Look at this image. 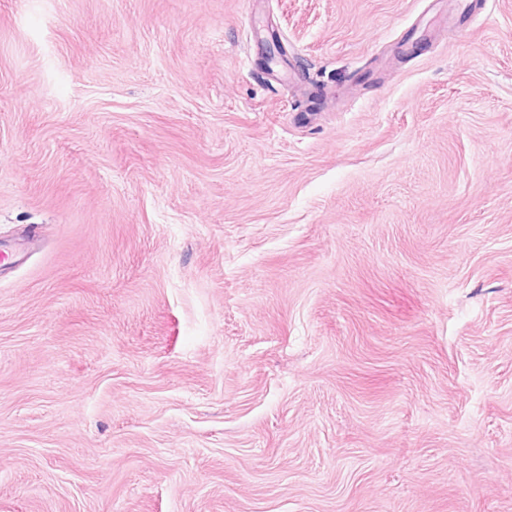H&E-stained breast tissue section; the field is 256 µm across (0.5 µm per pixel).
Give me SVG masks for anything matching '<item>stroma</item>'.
<instances>
[{"label": "stroma", "mask_w": 512, "mask_h": 512, "mask_svg": "<svg viewBox=\"0 0 512 512\" xmlns=\"http://www.w3.org/2000/svg\"><path fill=\"white\" fill-rule=\"evenodd\" d=\"M33 227L0 512H512V0H0Z\"/></svg>", "instance_id": "stroma-1"}]
</instances>
